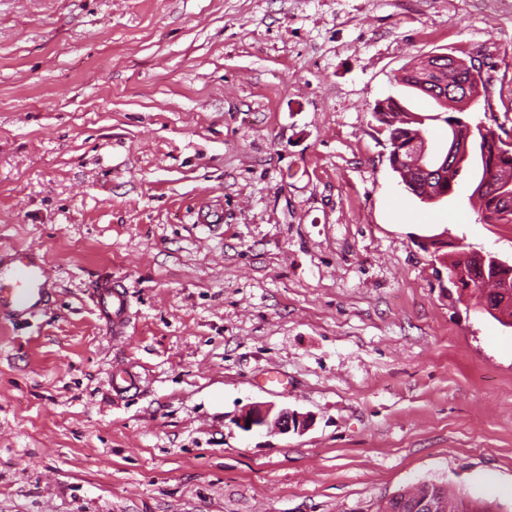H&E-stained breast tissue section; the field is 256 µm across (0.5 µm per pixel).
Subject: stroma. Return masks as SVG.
Wrapping results in <instances>:
<instances>
[{
	"label": "stroma",
	"instance_id": "1",
	"mask_svg": "<svg viewBox=\"0 0 512 512\" xmlns=\"http://www.w3.org/2000/svg\"><path fill=\"white\" fill-rule=\"evenodd\" d=\"M507 2L0 0V251L55 285L0 324V512H380L423 481L512 512V328L448 281L465 244L512 261V225L466 173L408 193L371 116L444 138L401 77L449 53L512 118ZM256 405L313 422L243 431ZM93 301L99 318L113 336H127L131 323L130 302L124 286L102 278L93 286Z\"/></svg>",
	"mask_w": 512,
	"mask_h": 512
}]
</instances>
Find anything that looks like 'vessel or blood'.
Wrapping results in <instances>:
<instances>
[{"instance_id": "vessel-or-blood-1", "label": "vessel or blood", "mask_w": 512, "mask_h": 512, "mask_svg": "<svg viewBox=\"0 0 512 512\" xmlns=\"http://www.w3.org/2000/svg\"><path fill=\"white\" fill-rule=\"evenodd\" d=\"M52 298V280L44 256L33 248H17L0 260V321L14 326L37 325ZM100 319L113 336L128 332L131 311L124 287L107 278L93 286Z\"/></svg>"}]
</instances>
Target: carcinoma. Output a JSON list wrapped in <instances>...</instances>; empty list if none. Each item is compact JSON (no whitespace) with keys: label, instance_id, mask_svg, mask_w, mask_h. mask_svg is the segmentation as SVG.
<instances>
[{"label":"carcinoma","instance_id":"1","mask_svg":"<svg viewBox=\"0 0 512 512\" xmlns=\"http://www.w3.org/2000/svg\"><path fill=\"white\" fill-rule=\"evenodd\" d=\"M439 75L426 72L425 59H420L414 66L401 77L402 83L430 97L435 103L444 109L442 121L448 126V138L456 143L459 148L479 162L480 167L474 168L465 162L461 166H450L445 175L429 182L420 177V174L411 168H393L398 173L404 188L418 199H423L427 188L437 186L444 180L448 186V194L455 193L458 185V177L463 169L467 168L474 175V188L472 196L479 201L478 215L486 219L490 215H497L501 224H512V208L505 207L503 198L496 192L482 190L484 178L489 174L496 182L512 183V148L504 145V139H512V133L506 128L498 127L499 134L486 138L472 132L467 124L459 122L464 116L469 103L466 102L465 93L454 89L459 83L468 84L469 94L479 93V88L485 86L482 74L471 73L473 63L460 61L453 68H448V61L438 64ZM448 76V85L452 86L445 93L438 88L437 80L441 76ZM372 115L379 126L388 132V136L396 137L403 141L423 140L421 125L417 120L418 114L408 111L398 100L388 97L375 102ZM460 270L464 272L461 278L463 286H471L476 294L479 311H483L506 327H512V303L504 302L499 298V287L504 283V277H509L512 282V264L504 265L491 258L480 261L478 265H472L470 261L457 259L448 264V272ZM406 499L410 502L428 500L437 504L448 499L446 489L433 482H424L413 491L401 492L388 500L390 504ZM448 512H500L499 507L491 502L471 499L460 496L454 505L448 508Z\"/></svg>","mask_w":512,"mask_h":512}]
</instances>
